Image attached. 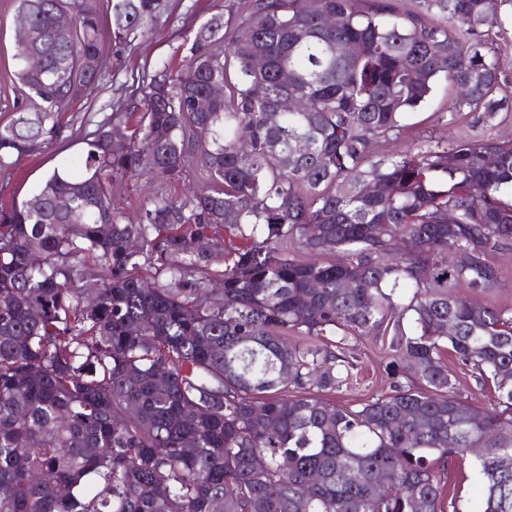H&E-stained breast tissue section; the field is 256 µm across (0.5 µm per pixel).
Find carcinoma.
Here are the masks:
<instances>
[{"label":"carcinoma","instance_id":"1","mask_svg":"<svg viewBox=\"0 0 512 512\" xmlns=\"http://www.w3.org/2000/svg\"><path fill=\"white\" fill-rule=\"evenodd\" d=\"M225 2L184 39L181 69L143 72L78 167L0 205V512H443L434 462L473 448L483 512H512V306L479 300L512 246V141L371 152L442 80L457 112L508 108L485 47L512 0ZM166 10L111 0L106 22L98 0H18L35 40L15 45L25 104L0 125V171L97 85L84 59ZM326 14L342 23L322 27ZM217 82L224 97L207 99ZM285 94L300 110L269 122ZM133 116L112 151V123ZM193 165L207 182L171 197ZM116 175L157 181L135 222ZM371 335L388 337V391L355 408L319 398ZM447 351L494 388L480 420Z\"/></svg>","mask_w":512,"mask_h":512}]
</instances>
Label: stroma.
<instances>
[{"mask_svg":"<svg viewBox=\"0 0 512 512\" xmlns=\"http://www.w3.org/2000/svg\"><path fill=\"white\" fill-rule=\"evenodd\" d=\"M223 9L224 0H168L167 16L152 34L136 36L117 50L105 49L98 87L62 113L57 137L41 144L15 169L0 172V204L28 199L54 168L76 164L82 139L111 116L117 90L131 85L132 73L161 61L180 67L184 55L179 46L183 39ZM14 47L15 4L13 0H0V121L4 123L13 118L24 99L9 80ZM450 105L447 86H439L428 104L408 118L404 133L396 139L380 140L376 152L392 153L427 140L512 139V110L483 123L476 121L472 113L450 112ZM354 354L357 366L348 387L327 393V400L350 407L383 389L389 358L382 337L358 338ZM439 472L445 480L444 512H479L481 486L471 461L444 464Z\"/></svg>","mask_w":512,"mask_h":512,"instance_id":"obj_1","label":"stroma"}]
</instances>
